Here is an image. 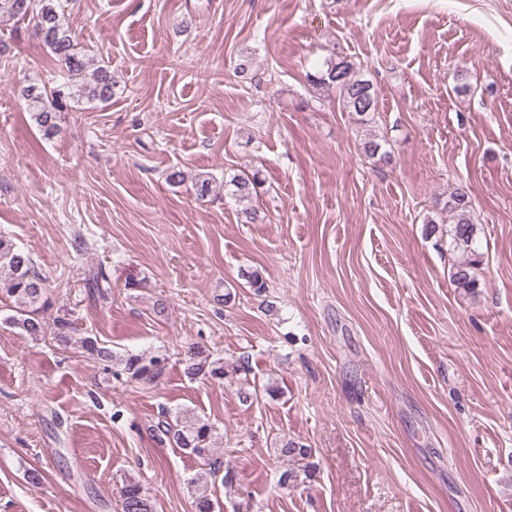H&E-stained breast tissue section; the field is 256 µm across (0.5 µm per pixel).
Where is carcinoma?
Returning a JSON list of instances; mask_svg holds the SVG:
<instances>
[{"label":"carcinoma","mask_w":512,"mask_h":512,"mask_svg":"<svg viewBox=\"0 0 512 512\" xmlns=\"http://www.w3.org/2000/svg\"><path fill=\"white\" fill-rule=\"evenodd\" d=\"M0 15L34 23V29L56 56L62 70L63 82L51 89L31 84L24 90L31 119L45 134L59 132L58 113L68 108L74 97L89 102H109L115 87L112 72L98 66L95 59L78 47L75 36L66 22L62 0H0ZM316 86L336 89L345 109L366 124L373 120L378 110V92L373 83L362 78L357 64L345 57L329 59L324 69L311 76ZM261 183L260 173L235 175L229 181L231 195L241 200L251 196ZM448 210V252L455 257L451 283L465 294L478 287L474 269L481 263L478 251L479 228L471 219V199L458 188L449 193L444 205ZM240 277L256 294L265 292L266 286L257 270H242ZM0 291L13 300L16 316L12 323L30 336L44 332L41 320L35 318L44 305V278L38 272L32 256L16 247L9 239L0 236ZM81 347L93 358L120 366L127 379L140 384H152L161 376L165 360L145 352L119 355L112 348L91 337L81 341ZM184 373L192 379L222 381L228 371L224 359L211 358L201 348L192 346L187 351ZM161 443L169 442L188 453L203 457L213 445L214 426L209 420L192 412L183 411L172 420H160L154 428ZM281 454L308 460L312 449L288 441ZM121 512H154V506L136 481H127L121 488Z\"/></svg>","instance_id":"1"}]
</instances>
